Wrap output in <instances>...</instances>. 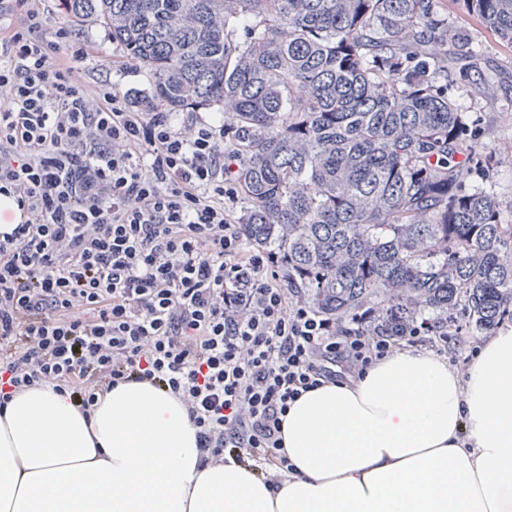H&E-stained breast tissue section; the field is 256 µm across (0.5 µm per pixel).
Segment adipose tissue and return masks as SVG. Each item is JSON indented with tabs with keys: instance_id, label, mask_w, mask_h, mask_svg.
Listing matches in <instances>:
<instances>
[{
	"instance_id": "obj_1",
	"label": "adipose tissue",
	"mask_w": 512,
	"mask_h": 512,
	"mask_svg": "<svg viewBox=\"0 0 512 512\" xmlns=\"http://www.w3.org/2000/svg\"><path fill=\"white\" fill-rule=\"evenodd\" d=\"M283 442L297 473L275 491L200 466L184 407L148 384L88 416L46 386L0 409V512H512V328L462 373L405 350L306 393Z\"/></svg>"
}]
</instances>
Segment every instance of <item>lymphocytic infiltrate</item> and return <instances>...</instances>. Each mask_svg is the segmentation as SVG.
<instances>
[{
  "label": "lymphocytic infiltrate",
  "instance_id": "obj_1",
  "mask_svg": "<svg viewBox=\"0 0 512 512\" xmlns=\"http://www.w3.org/2000/svg\"><path fill=\"white\" fill-rule=\"evenodd\" d=\"M40 2L0 0V406L49 385L87 415L146 383L184 406L200 466L279 489L297 399L399 350L445 354L448 331L340 325L283 287L239 232L231 124L130 109Z\"/></svg>",
  "mask_w": 512,
  "mask_h": 512
}]
</instances>
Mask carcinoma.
<instances>
[{
  "instance_id": "obj_1",
  "label": "carcinoma",
  "mask_w": 512,
  "mask_h": 512,
  "mask_svg": "<svg viewBox=\"0 0 512 512\" xmlns=\"http://www.w3.org/2000/svg\"><path fill=\"white\" fill-rule=\"evenodd\" d=\"M61 2L149 69L139 105L232 116L240 231L319 313L464 336L512 324V214L484 185L495 150L448 95L477 50L438 0ZM460 2L512 45V0Z\"/></svg>"
}]
</instances>
